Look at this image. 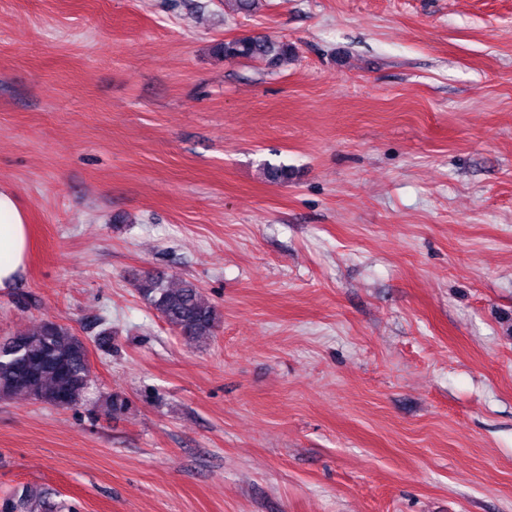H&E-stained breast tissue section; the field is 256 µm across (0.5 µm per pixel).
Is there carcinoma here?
I'll list each match as a JSON object with an SVG mask.
<instances>
[{"label":"carcinoma","instance_id":"obj_1","mask_svg":"<svg viewBox=\"0 0 512 512\" xmlns=\"http://www.w3.org/2000/svg\"><path fill=\"white\" fill-rule=\"evenodd\" d=\"M226 58L261 60L276 66L293 47L267 36L249 35L216 46ZM141 299L187 341L215 335L221 317L202 289L184 280L175 288L146 273L136 283ZM92 382L86 342L68 329L45 321L20 336L0 340V399L23 395L37 402L69 409L84 399ZM48 493L29 487L0 500V512H46Z\"/></svg>","mask_w":512,"mask_h":512}]
</instances>
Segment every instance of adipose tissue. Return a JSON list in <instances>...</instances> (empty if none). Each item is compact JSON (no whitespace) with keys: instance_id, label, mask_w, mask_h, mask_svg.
<instances>
[{"instance_id":"ef3b65f1","label":"adipose tissue","mask_w":512,"mask_h":512,"mask_svg":"<svg viewBox=\"0 0 512 512\" xmlns=\"http://www.w3.org/2000/svg\"><path fill=\"white\" fill-rule=\"evenodd\" d=\"M29 257V226L14 192L0 189V291L14 287Z\"/></svg>"}]
</instances>
